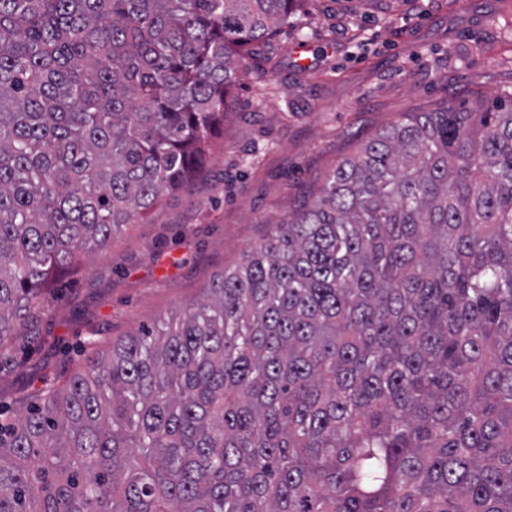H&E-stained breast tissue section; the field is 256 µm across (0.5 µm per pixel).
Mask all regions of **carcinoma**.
Wrapping results in <instances>:
<instances>
[{"label": "carcinoma", "instance_id": "cac0c4a2", "mask_svg": "<svg viewBox=\"0 0 512 512\" xmlns=\"http://www.w3.org/2000/svg\"><path fill=\"white\" fill-rule=\"evenodd\" d=\"M299 0H0V344L206 162ZM0 420V512H512V95L405 112L175 321Z\"/></svg>", "mask_w": 512, "mask_h": 512}]
</instances>
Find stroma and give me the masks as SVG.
<instances>
[{"label": "stroma", "instance_id": "stroma-1", "mask_svg": "<svg viewBox=\"0 0 512 512\" xmlns=\"http://www.w3.org/2000/svg\"><path fill=\"white\" fill-rule=\"evenodd\" d=\"M512 93V0H304L252 45L190 183L45 289L0 348V409L179 316L405 112Z\"/></svg>", "mask_w": 512, "mask_h": 512}]
</instances>
